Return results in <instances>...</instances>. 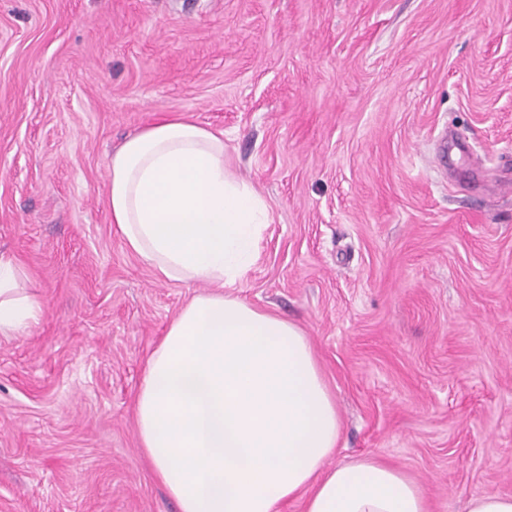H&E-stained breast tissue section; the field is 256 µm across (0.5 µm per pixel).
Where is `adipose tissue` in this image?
Listing matches in <instances>:
<instances>
[{"label": "adipose tissue", "instance_id": "1", "mask_svg": "<svg viewBox=\"0 0 512 512\" xmlns=\"http://www.w3.org/2000/svg\"><path fill=\"white\" fill-rule=\"evenodd\" d=\"M223 134L170 117L108 160L111 222L161 281L215 284L170 322L136 395L140 448L179 512H428L398 467L358 458L327 467L341 435L336 402L294 323L224 294L255 262L267 201L234 175ZM0 254V335L37 325L44 303Z\"/></svg>", "mask_w": 512, "mask_h": 512}]
</instances>
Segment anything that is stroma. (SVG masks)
I'll list each match as a JSON object with an SVG mask.
<instances>
[{
	"instance_id": "1",
	"label": "stroma",
	"mask_w": 512,
	"mask_h": 512,
	"mask_svg": "<svg viewBox=\"0 0 512 512\" xmlns=\"http://www.w3.org/2000/svg\"><path fill=\"white\" fill-rule=\"evenodd\" d=\"M224 134L271 206L232 295L298 325L342 424L430 512L512 495V0H0V512H179L139 447L145 361L208 283L110 221L158 118ZM25 271L21 262L0 254V335L20 336L37 325L44 313V302L19 288Z\"/></svg>"
}]
</instances>
